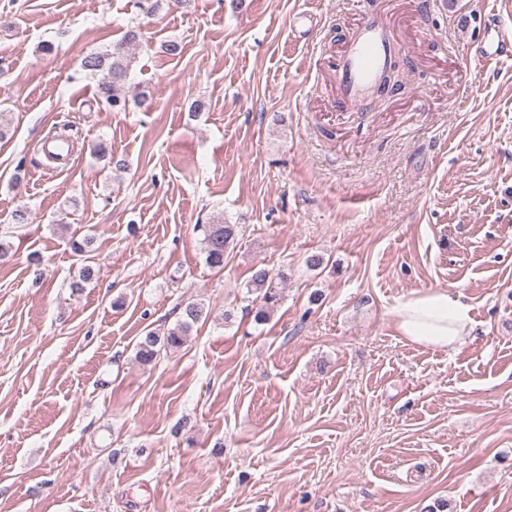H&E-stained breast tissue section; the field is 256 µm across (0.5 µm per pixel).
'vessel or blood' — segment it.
I'll list each match as a JSON object with an SVG mask.
<instances>
[{
	"label": "vessel or blood",
	"mask_w": 512,
	"mask_h": 512,
	"mask_svg": "<svg viewBox=\"0 0 512 512\" xmlns=\"http://www.w3.org/2000/svg\"><path fill=\"white\" fill-rule=\"evenodd\" d=\"M397 48L382 19L374 14L365 15L335 65L341 103L352 104L367 95L380 81ZM478 58L487 64L512 62V28L488 17L478 45Z\"/></svg>",
	"instance_id": "vessel-or-blood-1"
}]
</instances>
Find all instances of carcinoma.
<instances>
[{
  "label": "carcinoma",
  "instance_id": "cac0c4a2",
  "mask_svg": "<svg viewBox=\"0 0 512 512\" xmlns=\"http://www.w3.org/2000/svg\"><path fill=\"white\" fill-rule=\"evenodd\" d=\"M135 62V56L127 50L93 52L81 59V69L88 75L98 78V102L114 111L126 109L128 104V78ZM94 154L103 167L111 165L120 169L125 166L122 161H114L112 151L100 142L94 147ZM203 232V252L205 263L212 269H224V258L230 252L239 234V226L218 222L201 225ZM284 282L287 276L283 272L276 274L266 268L255 270L248 284V292L256 294L251 300L255 309V320L262 322L279 301L275 281ZM178 317L173 326L162 331L145 329L135 345V360L142 365H149L160 357L161 352L181 347L191 329L207 318L208 313L201 304L188 301L176 307Z\"/></svg>",
  "mask_w": 512,
  "mask_h": 512
}]
</instances>
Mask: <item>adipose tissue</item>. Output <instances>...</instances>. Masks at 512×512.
<instances>
[{"label": "adipose tissue", "instance_id": "1", "mask_svg": "<svg viewBox=\"0 0 512 512\" xmlns=\"http://www.w3.org/2000/svg\"><path fill=\"white\" fill-rule=\"evenodd\" d=\"M400 336L410 343L451 350L472 329L470 307L442 288L411 292L394 311Z\"/></svg>", "mask_w": 512, "mask_h": 512}]
</instances>
